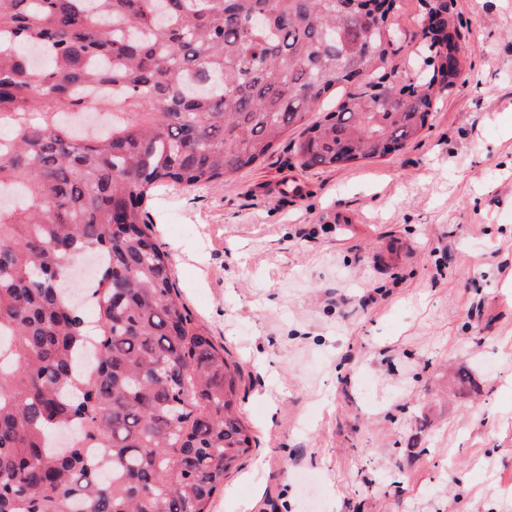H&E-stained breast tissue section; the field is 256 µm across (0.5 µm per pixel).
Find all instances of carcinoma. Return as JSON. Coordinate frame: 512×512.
<instances>
[{"label":"carcinoma","instance_id":"obj_1","mask_svg":"<svg viewBox=\"0 0 512 512\" xmlns=\"http://www.w3.org/2000/svg\"><path fill=\"white\" fill-rule=\"evenodd\" d=\"M340 0H0V512H210L252 448L240 368L191 318L142 201L295 144L307 168L402 149L467 45L422 12L424 68L390 66L392 19Z\"/></svg>","mask_w":512,"mask_h":512}]
</instances>
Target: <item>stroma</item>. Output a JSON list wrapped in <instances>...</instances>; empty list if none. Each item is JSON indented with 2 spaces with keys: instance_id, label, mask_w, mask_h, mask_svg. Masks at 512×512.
<instances>
[{
  "instance_id": "35a3bbf8",
  "label": "stroma",
  "mask_w": 512,
  "mask_h": 512,
  "mask_svg": "<svg viewBox=\"0 0 512 512\" xmlns=\"http://www.w3.org/2000/svg\"><path fill=\"white\" fill-rule=\"evenodd\" d=\"M391 60L422 43L400 0ZM466 80L401 152L274 148L142 203L254 439L211 512H512V0H454Z\"/></svg>"
}]
</instances>
